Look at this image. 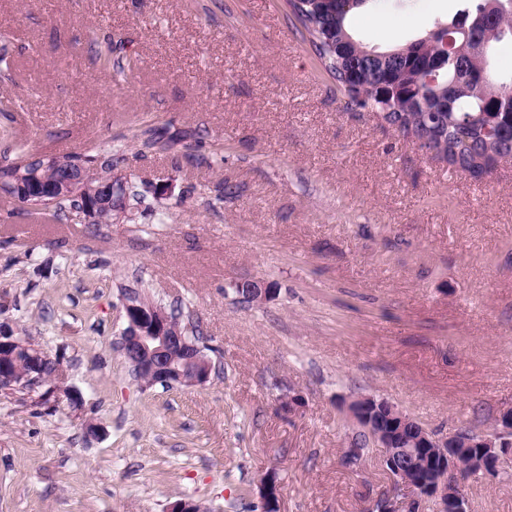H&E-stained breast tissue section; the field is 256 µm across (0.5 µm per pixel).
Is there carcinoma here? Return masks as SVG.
Listing matches in <instances>:
<instances>
[{"label": "carcinoma", "instance_id": "cac0c4a2", "mask_svg": "<svg viewBox=\"0 0 512 512\" xmlns=\"http://www.w3.org/2000/svg\"><path fill=\"white\" fill-rule=\"evenodd\" d=\"M286 2L303 38L347 98V107L386 113L389 126L404 136L430 137L449 166L474 177L498 160H512V102L504 100L512 78L501 77L490 64L493 51L512 43V0H457L459 9L451 18L408 44L386 48L367 45L350 28V16L368 0ZM461 20L470 33L456 37L454 53L438 60L434 31ZM435 67L438 85L419 82L424 71ZM488 125L495 127V135L484 133ZM13 151L17 161L0 167V178L17 172L30 157L22 143H14ZM21 205L50 219L81 209L73 199L33 197ZM467 439H472V429H459V459L471 476L478 474L471 460L479 449L465 446Z\"/></svg>", "mask_w": 512, "mask_h": 512}]
</instances>
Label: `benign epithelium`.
Here are the masks:
<instances>
[{
  "label": "benign epithelium",
  "mask_w": 512,
  "mask_h": 512,
  "mask_svg": "<svg viewBox=\"0 0 512 512\" xmlns=\"http://www.w3.org/2000/svg\"><path fill=\"white\" fill-rule=\"evenodd\" d=\"M119 183L124 184L126 180L110 172L90 177L84 165L73 162L65 168L56 160L48 174L43 176L33 172L28 175L27 182L16 184L15 200L25 196L50 200L77 198L83 204L84 220L91 222L112 215L114 189ZM122 306L126 322L122 333L123 354L148 384L161 381L172 386L185 382L198 386L208 382L212 365L203 347L170 329L163 306L156 303L145 306L125 299ZM20 352L28 355L32 365L45 359V353L25 343L9 322H1L0 387L8 389L16 384L17 375L5 360L16 358ZM392 412L395 421L383 431L357 424L360 430L372 435L373 447L381 449L380 467L390 480L389 488L366 507L365 512H426L430 506L434 512H468V499L460 484L456 461H448V465L440 467V472L429 480L417 478L400 468L395 458L398 452L414 458L428 448H445L455 434L444 437L422 426L419 436L407 441L400 437L402 427L397 425L399 421L406 422V416L395 407ZM468 445L490 449L491 470L500 471L512 460V409L500 413L492 431L478 434V439ZM258 491L263 512H282L277 483L262 480Z\"/></svg>",
  "instance_id": "obj_1"
}]
</instances>
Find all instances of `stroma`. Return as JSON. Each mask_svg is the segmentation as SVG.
<instances>
[{"instance_id": "obj_1", "label": "stroma", "mask_w": 512, "mask_h": 512, "mask_svg": "<svg viewBox=\"0 0 512 512\" xmlns=\"http://www.w3.org/2000/svg\"><path fill=\"white\" fill-rule=\"evenodd\" d=\"M456 7L368 0L351 26L397 45ZM1 128L97 149L144 199L94 227L0 194V320L66 386L0 390V512H262L273 472L284 512H362L387 479L341 463L354 396L443 434L512 408V163L476 180L346 109L285 0H0ZM243 280L269 299L237 303ZM128 286L199 322L206 384L133 377ZM464 492L512 512V479Z\"/></svg>"}]
</instances>
